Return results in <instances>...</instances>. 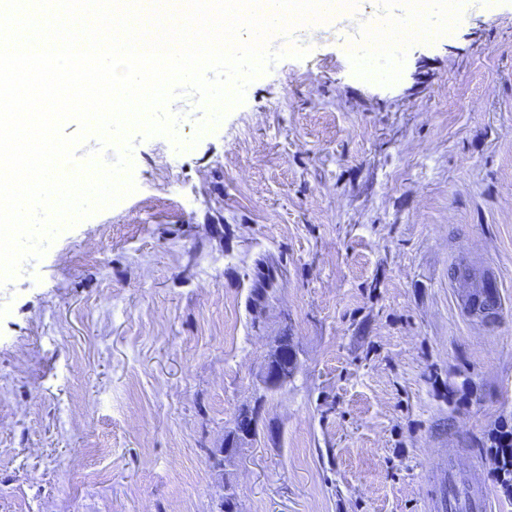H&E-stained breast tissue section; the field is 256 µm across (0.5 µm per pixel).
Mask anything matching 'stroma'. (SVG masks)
Returning <instances> with one entry per match:
<instances>
[{
  "label": "stroma",
  "mask_w": 512,
  "mask_h": 512,
  "mask_svg": "<svg viewBox=\"0 0 512 512\" xmlns=\"http://www.w3.org/2000/svg\"><path fill=\"white\" fill-rule=\"evenodd\" d=\"M304 46L220 121L173 99L188 152L134 134L136 193L0 285V512H220L228 483L240 512H427L448 453L512 512V314L463 321L450 284L464 255L512 299V0H464L390 85ZM276 335L298 369L265 392ZM492 449L497 463V475L505 487H508L512 476V426H502L493 438Z\"/></svg>",
  "instance_id": "stroma-1"
}]
</instances>
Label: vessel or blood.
Masks as SVG:
<instances>
[{
	"instance_id": "obj_1",
	"label": "vessel or blood",
	"mask_w": 512,
	"mask_h": 512,
	"mask_svg": "<svg viewBox=\"0 0 512 512\" xmlns=\"http://www.w3.org/2000/svg\"><path fill=\"white\" fill-rule=\"evenodd\" d=\"M454 281L464 283L467 292L459 304L470 319H481L506 308L504 282L494 266H477L468 259H457L453 267ZM433 512H492L488 495L466 485L456 467L448 469V485L431 497Z\"/></svg>"
}]
</instances>
